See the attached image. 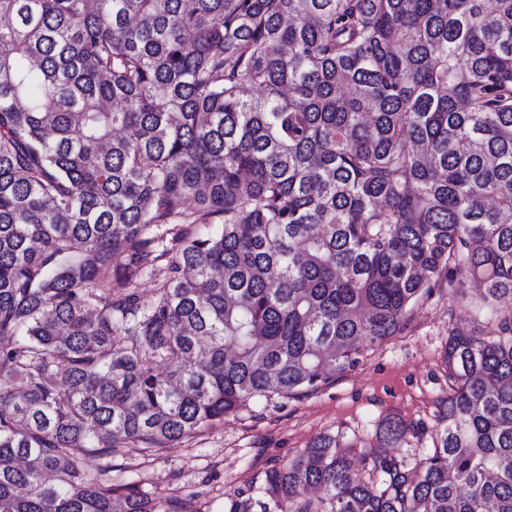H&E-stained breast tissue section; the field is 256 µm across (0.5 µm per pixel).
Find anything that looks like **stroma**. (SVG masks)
<instances>
[{
	"label": "stroma",
	"mask_w": 512,
	"mask_h": 512,
	"mask_svg": "<svg viewBox=\"0 0 512 512\" xmlns=\"http://www.w3.org/2000/svg\"><path fill=\"white\" fill-rule=\"evenodd\" d=\"M479 300L468 290L464 302L440 289L413 310L407 328L365 352L359 364L332 385L304 398L277 395L249 401L237 413L167 448H121L112 456L115 483L136 482L165 497L192 503L195 512H224L228 499L254 495L269 468L302 455L319 435L341 434L351 445L358 476L362 454L376 442L378 423L398 418L424 427L398 455L415 466L429 452L438 404L448 393L442 355L452 323L484 330Z\"/></svg>",
	"instance_id": "stroma-1"
}]
</instances>
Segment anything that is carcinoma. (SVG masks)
Instances as JSON below:
<instances>
[{
	"label": "carcinoma",
	"instance_id": "obj_1",
	"mask_svg": "<svg viewBox=\"0 0 512 512\" xmlns=\"http://www.w3.org/2000/svg\"><path fill=\"white\" fill-rule=\"evenodd\" d=\"M0 18V512H197L90 462L319 391L445 282L488 329L448 328L416 470L324 434L227 512H512V0Z\"/></svg>",
	"mask_w": 512,
	"mask_h": 512
}]
</instances>
